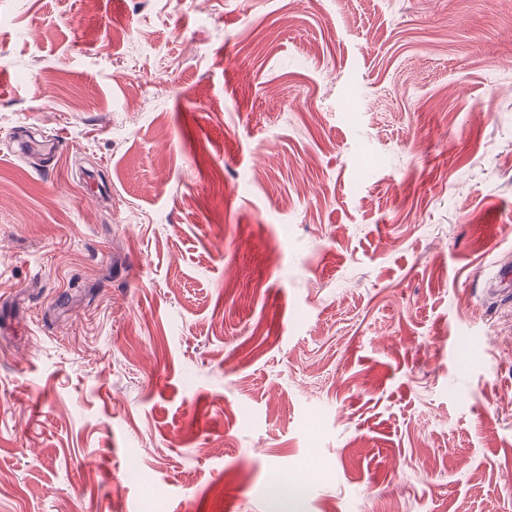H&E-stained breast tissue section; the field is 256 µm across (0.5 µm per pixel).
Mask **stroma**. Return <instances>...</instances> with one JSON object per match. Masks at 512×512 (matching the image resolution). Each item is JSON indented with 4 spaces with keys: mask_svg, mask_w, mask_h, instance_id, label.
<instances>
[{
    "mask_svg": "<svg viewBox=\"0 0 512 512\" xmlns=\"http://www.w3.org/2000/svg\"><path fill=\"white\" fill-rule=\"evenodd\" d=\"M509 263L512 0H0V512H512Z\"/></svg>",
    "mask_w": 512,
    "mask_h": 512,
    "instance_id": "35a3bbf8",
    "label": "stroma"
}]
</instances>
